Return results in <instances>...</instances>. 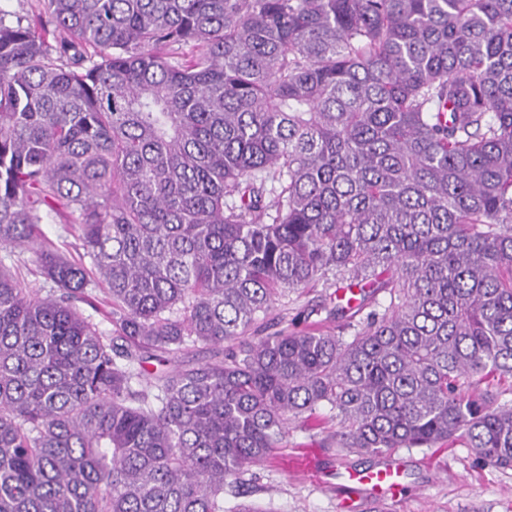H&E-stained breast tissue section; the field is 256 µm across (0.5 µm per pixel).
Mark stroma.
I'll list each match as a JSON object with an SVG mask.
<instances>
[{
  "label": "stroma",
  "mask_w": 512,
  "mask_h": 512,
  "mask_svg": "<svg viewBox=\"0 0 512 512\" xmlns=\"http://www.w3.org/2000/svg\"><path fill=\"white\" fill-rule=\"evenodd\" d=\"M335 430L332 422L322 427L289 422L273 460L244 475L245 496L226 488V512L244 501L265 512H512V469L485 465L464 445L341 455L331 439ZM388 464L400 473V490L393 499L381 504L365 493L341 498L339 473L362 474Z\"/></svg>",
  "instance_id": "1"
}]
</instances>
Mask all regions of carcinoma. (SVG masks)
I'll list each match as a JSON object with an SVG mask.
<instances>
[{"label": "carcinoma", "instance_id": "obj_1", "mask_svg": "<svg viewBox=\"0 0 512 512\" xmlns=\"http://www.w3.org/2000/svg\"><path fill=\"white\" fill-rule=\"evenodd\" d=\"M43 2L0 18V512H224L325 406L512 467V0ZM2 9V17L6 24L15 25L18 20L22 24H26L28 20H32L37 14H41L45 22L51 20L50 15L46 12L44 2L42 0H0ZM44 222L45 224H41L43 231L59 251L70 259L79 260L84 253L79 239V231L71 226L65 230L63 218L54 215L45 219ZM324 293L325 288H322V285L319 284L317 288H311L310 290L307 288L303 293L299 291L297 293L290 294L285 299H282L276 307V312H279L283 317V320L285 321L283 325L285 326L288 323V327L291 329V320L295 317L297 312L308 302L310 303L312 300L318 299L317 297ZM212 355V349L199 346L189 352H181L175 355H165L164 358L166 359V362L150 360L149 363L146 364V369L151 373L172 370L174 368H180L184 364L191 362L202 363L208 361Z\"/></svg>", "mask_w": 512, "mask_h": 512}]
</instances>
